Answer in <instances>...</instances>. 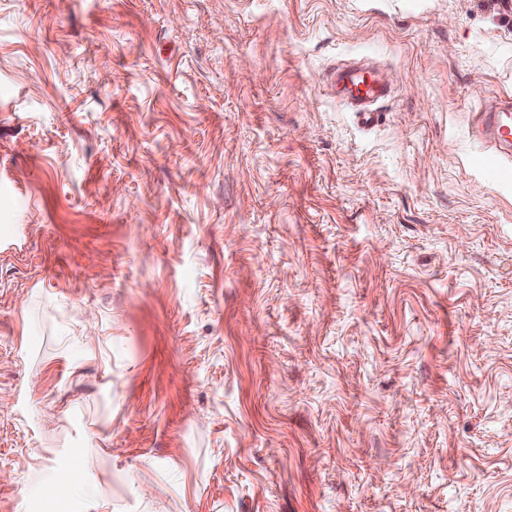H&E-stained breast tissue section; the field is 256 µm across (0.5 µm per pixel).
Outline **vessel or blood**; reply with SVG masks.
Here are the masks:
<instances>
[{"mask_svg":"<svg viewBox=\"0 0 512 512\" xmlns=\"http://www.w3.org/2000/svg\"><path fill=\"white\" fill-rule=\"evenodd\" d=\"M337 97L352 107L362 126L375 125L379 119L376 106L390 96V87L377 75L358 66L337 68L331 75ZM473 133L498 144L504 152H512V101L497 100L474 119Z\"/></svg>","mask_w":512,"mask_h":512,"instance_id":"b4317fda","label":"vessel or blood"}]
</instances>
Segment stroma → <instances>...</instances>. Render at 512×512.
Masks as SVG:
<instances>
[{
	"label": "stroma",
	"mask_w": 512,
	"mask_h": 512,
	"mask_svg": "<svg viewBox=\"0 0 512 512\" xmlns=\"http://www.w3.org/2000/svg\"><path fill=\"white\" fill-rule=\"evenodd\" d=\"M497 95L500 0H0V512H512ZM331 78V89L336 88V96L355 110L359 123L375 125L379 119L376 105L390 97V86L356 65L336 68ZM473 133L498 144L505 153L512 152V102L511 98L497 100L474 119Z\"/></svg>",
	"instance_id": "1"
}]
</instances>
